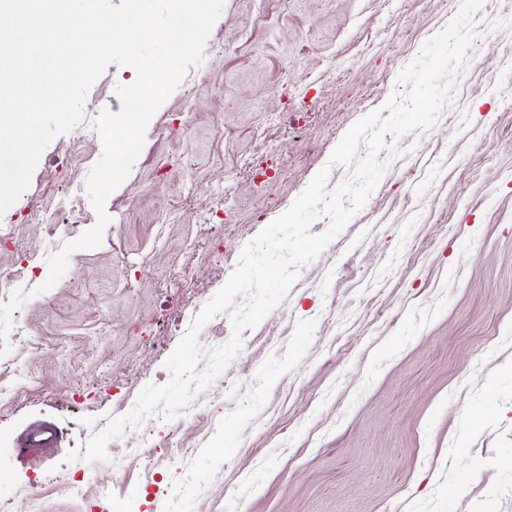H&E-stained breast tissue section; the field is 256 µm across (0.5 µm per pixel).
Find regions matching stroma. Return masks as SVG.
Segmentation results:
<instances>
[{"label":"stroma","mask_w":512,"mask_h":512,"mask_svg":"<svg viewBox=\"0 0 512 512\" xmlns=\"http://www.w3.org/2000/svg\"><path fill=\"white\" fill-rule=\"evenodd\" d=\"M460 0H225L204 51L149 121L109 196L99 246L50 290L48 258L97 223L85 197L100 137L43 152L0 216V304L27 293L0 359V500L42 512H512V0L473 45L433 129L403 137L365 207L244 330L187 411L149 417L69 460L127 413L238 265L243 247L379 110ZM134 69L109 65L83 113L119 112ZM72 222L59 227L62 216ZM482 414L480 426L471 417ZM49 422L51 448L19 438ZM83 485L84 496L70 487Z\"/></svg>","instance_id":"stroma-1"}]
</instances>
